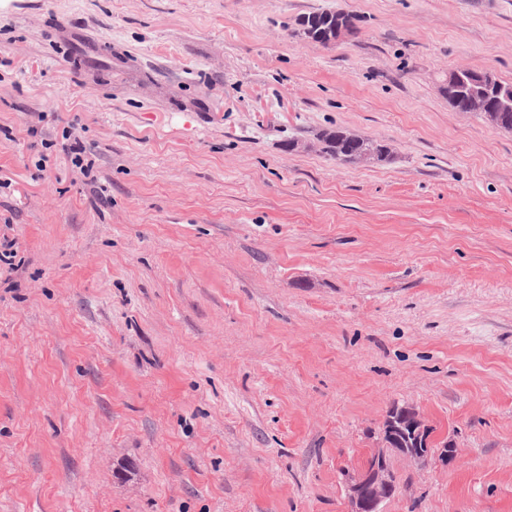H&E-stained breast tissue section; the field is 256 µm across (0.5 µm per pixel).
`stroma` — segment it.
Here are the masks:
<instances>
[{
  "instance_id": "1",
  "label": "stroma",
  "mask_w": 512,
  "mask_h": 512,
  "mask_svg": "<svg viewBox=\"0 0 512 512\" xmlns=\"http://www.w3.org/2000/svg\"><path fill=\"white\" fill-rule=\"evenodd\" d=\"M460 67L512 84V0H0V512H348L404 405L457 453L383 512H512V131ZM336 129L393 156L284 149ZM339 12H336V25L332 27V29L327 30V32H320V22L318 19H312L310 22H306L302 26L303 34L311 39L314 40V38H317V41L324 43V45H328L332 42H335L343 30H346L348 28H351L353 25V20L348 18L345 14H338ZM315 41V40H314ZM465 87V91L464 88ZM448 88L453 89L461 113L479 114L498 127H510L512 86L476 70L456 69L448 73ZM512 131L510 129H505ZM341 135L343 136L341 140L347 138L349 141H354L358 144L352 155L345 156L338 153L336 156V151L333 148H328L322 151L331 159H335L336 157V162L340 164L359 166L375 164L384 160L386 157L391 156L392 152L390 147L383 144L385 147L383 148V146L377 143L378 141L376 142L372 139H365L364 137L350 132H343Z\"/></svg>"
}]
</instances>
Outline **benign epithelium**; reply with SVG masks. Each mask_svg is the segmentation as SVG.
Instances as JSON below:
<instances>
[{
  "instance_id": "1",
  "label": "benign epithelium",
  "mask_w": 512,
  "mask_h": 512,
  "mask_svg": "<svg viewBox=\"0 0 512 512\" xmlns=\"http://www.w3.org/2000/svg\"><path fill=\"white\" fill-rule=\"evenodd\" d=\"M352 25V19L339 14L336 25L325 32L321 31L317 19L303 24L302 31L307 38H317L328 45ZM448 87L453 89L460 102L455 111L478 114L500 128L512 125L511 85L494 79L488 73L456 69L448 73ZM342 136L356 142L357 148L349 156L337 155L336 162L340 164H375L391 156L390 147H383L372 139L350 132H344ZM429 437L428 427L414 407H401L395 415L386 417L382 425L385 448L373 452L348 484L350 512H382L383 502L392 497L397 488L385 449L395 448L397 454L411 462L426 461L432 456Z\"/></svg>"
}]
</instances>
